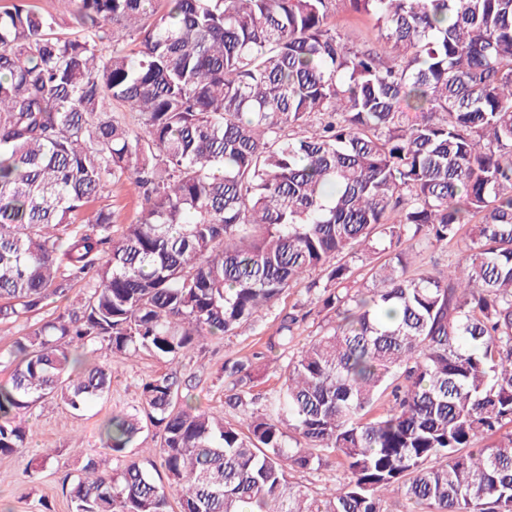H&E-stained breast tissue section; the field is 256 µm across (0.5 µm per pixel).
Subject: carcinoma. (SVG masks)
Returning a JSON list of instances; mask_svg holds the SVG:
<instances>
[{"label": "carcinoma", "instance_id": "cac0c4a2", "mask_svg": "<svg viewBox=\"0 0 512 512\" xmlns=\"http://www.w3.org/2000/svg\"><path fill=\"white\" fill-rule=\"evenodd\" d=\"M72 2V33L0 10V320L86 288L9 351L0 455L28 451L38 404L110 392L75 351L177 363L320 269L334 324L274 402L249 360L224 363L226 403L254 406L240 425L179 403L175 371L143 379L99 431L118 468L87 459L71 512H512V0ZM338 5L390 51L346 43ZM126 182L143 202L119 226L93 203ZM477 216L453 269L410 270L403 239L446 248ZM378 241L360 283L349 260ZM310 314L282 317L283 352ZM147 424L167 486L125 455ZM330 464L327 492L294 480Z\"/></svg>", "mask_w": 512, "mask_h": 512}]
</instances>
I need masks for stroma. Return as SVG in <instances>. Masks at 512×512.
I'll use <instances>...</instances> for the list:
<instances>
[{
	"instance_id": "obj_1",
	"label": "stroma",
	"mask_w": 512,
	"mask_h": 512,
	"mask_svg": "<svg viewBox=\"0 0 512 512\" xmlns=\"http://www.w3.org/2000/svg\"><path fill=\"white\" fill-rule=\"evenodd\" d=\"M331 23L349 42L381 51L386 48L377 27L367 17L340 9ZM324 283L322 273H310L304 283L288 290L250 329L235 336L213 338L205 349L191 352L179 364L147 353L132 361L112 358V387L108 395L92 402L83 412H74L58 400L34 408L26 417L28 453L0 457V512H71L62 488L64 480L72 478L89 456L103 468H116V460L100 446L98 428L112 413L130 411L138 404L140 384L147 376L178 371L182 377L191 379L194 403L199 409L236 425L242 423L246 417L244 410L228 408L224 403L228 388L224 380L225 362L254 359L253 392L260 402L273 401L281 386L274 364L279 351L272 346L280 320L295 303L315 307L317 288ZM76 434L83 439V450L79 453L71 447V438ZM43 455L49 458L45 468L28 469L29 459Z\"/></svg>"
}]
</instances>
